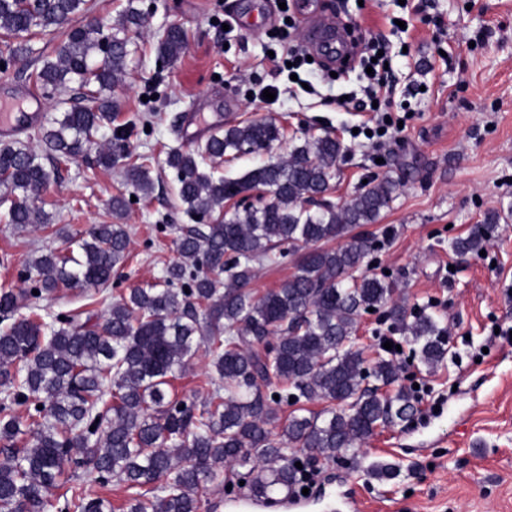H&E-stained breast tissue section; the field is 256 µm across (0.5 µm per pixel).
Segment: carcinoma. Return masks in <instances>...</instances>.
I'll list each match as a JSON object with an SVG mask.
<instances>
[{
	"label": "carcinoma",
	"mask_w": 512,
	"mask_h": 512,
	"mask_svg": "<svg viewBox=\"0 0 512 512\" xmlns=\"http://www.w3.org/2000/svg\"><path fill=\"white\" fill-rule=\"evenodd\" d=\"M89 10L88 0H0L7 56L34 54L37 36L58 39L55 57L38 54L43 64L28 75L55 100L36 133L43 152L20 140L0 143V221L19 233L50 223L35 193L61 165L93 150L97 166L122 167L144 195L153 189L149 157L133 156L130 144L149 117L113 125L129 33L144 26V14L136 0L114 22L89 19ZM187 42L172 24L156 50L175 63ZM73 85L76 97L55 98ZM280 137L274 121L260 118L217 129L194 149H169L166 165L193 220L176 241L179 258L162 281L129 289L102 316L70 312L47 322L27 301L35 291L109 284L129 254L124 224H95L64 249L30 258L27 288L0 289V512H111L110 502L78 485L55 495L67 465L134 490L126 512H199L202 498L228 486V467L244 470L254 498L269 499L298 488L312 459L355 465L378 428L408 420L418 379L380 393L401 378L397 348L366 358L357 343L372 308L391 321L412 359L434 368L448 354L441 318L408 309L389 276L369 270L377 243L358 228L391 207L399 182L372 178L334 204L324 196L340 140L329 132L303 136L288 154L272 156ZM261 154L267 158L240 177L214 176L226 156ZM252 191L259 205L226 207ZM499 219L490 214L484 229L454 239L451 250L481 251ZM286 258L288 280L254 295L258 269ZM201 349L211 392L201 403L180 399L173 380ZM316 403L323 408H309ZM284 406L292 408L285 420ZM367 473L387 482L400 471L374 462Z\"/></svg>",
	"instance_id": "carcinoma-1"
}]
</instances>
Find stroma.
I'll return each instance as SVG.
<instances>
[{
	"label": "stroma",
	"instance_id": "1",
	"mask_svg": "<svg viewBox=\"0 0 512 512\" xmlns=\"http://www.w3.org/2000/svg\"><path fill=\"white\" fill-rule=\"evenodd\" d=\"M139 0L146 26L137 37L122 88L118 123L160 113L149 134L132 137L134 153L153 158L155 188L135 195L122 168L83 158L61 166L44 195L53 222L17 233L0 223V285L21 287L34 252L64 248L65 239L94 224H110L112 196H130L122 222L131 238L127 263L106 294L155 283L177 259V227L189 218L165 165L170 147L194 148L214 128L271 118L284 137L273 151L287 154L292 138L336 135L344 151L333 202L350 199L364 180L388 176L400 184L391 208L366 230L380 238L375 271L389 272L397 299L441 316L448 355L435 370L414 364L423 379L411 421L381 428L364 446L367 461L397 463L391 482L369 479L336 461H320L300 512H327L351 501L347 512H512V0H318L322 14L348 26L363 42L389 45L395 130L368 141L354 129L370 118L345 102L359 92V70L331 80L319 62L305 67L309 88L272 71L269 52L304 41L302 0ZM292 24H285V17ZM232 19L230 29L220 22ZM406 20L407 29L397 28ZM188 33L184 55L160 63L156 37L170 24ZM35 59L0 71V102L48 112L52 102L25 81ZM278 86L269 103L261 88ZM500 220L484 255L453 253L451 240L477 231L486 213ZM166 225L158 233V225Z\"/></svg>",
	"mask_w": 512,
	"mask_h": 512
}]
</instances>
